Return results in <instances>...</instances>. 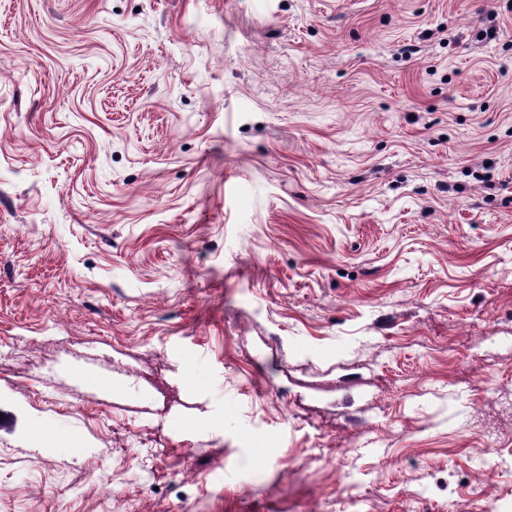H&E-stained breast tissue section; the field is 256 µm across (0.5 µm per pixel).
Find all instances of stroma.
Masks as SVG:
<instances>
[{
	"mask_svg": "<svg viewBox=\"0 0 512 512\" xmlns=\"http://www.w3.org/2000/svg\"><path fill=\"white\" fill-rule=\"evenodd\" d=\"M510 399L512 0H0V512H512Z\"/></svg>",
	"mask_w": 512,
	"mask_h": 512,
	"instance_id": "35a3bbf8",
	"label": "stroma"
}]
</instances>
